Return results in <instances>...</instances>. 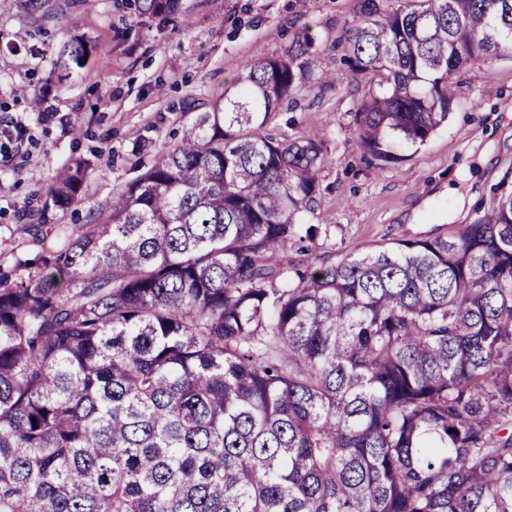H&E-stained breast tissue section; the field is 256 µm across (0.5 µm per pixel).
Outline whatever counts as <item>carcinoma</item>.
I'll use <instances>...</instances> for the list:
<instances>
[{"instance_id": "cac0c4a2", "label": "carcinoma", "mask_w": 512, "mask_h": 512, "mask_svg": "<svg viewBox=\"0 0 512 512\" xmlns=\"http://www.w3.org/2000/svg\"><path fill=\"white\" fill-rule=\"evenodd\" d=\"M347 44L379 88L357 144L392 163L460 69L512 59V0H362ZM312 79L305 34L248 63L104 221L0 272V512H512V181L446 237L266 264L317 235L322 141L264 132Z\"/></svg>"}]
</instances>
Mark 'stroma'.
Returning a JSON list of instances; mask_svg holds the SVG:
<instances>
[{
    "label": "stroma",
    "instance_id": "35a3bbf8",
    "mask_svg": "<svg viewBox=\"0 0 512 512\" xmlns=\"http://www.w3.org/2000/svg\"><path fill=\"white\" fill-rule=\"evenodd\" d=\"M358 11L359 0H180L163 21L122 0H47L39 13L0 0V146L9 155L0 161V268L37 253L33 228L105 217L113 191L177 143L246 64L285 57L303 32L332 81L308 85L265 131L284 142L321 138L319 194L304 214L318 232L270 253L269 265L310 271L353 249L444 237L473 223L512 174V61L462 70L454 110L425 145H401L395 163L368 161L355 113L370 84L345 62ZM74 36L91 50L63 74L55 62ZM78 158L90 164L80 201L55 208L56 175Z\"/></svg>",
    "mask_w": 512,
    "mask_h": 512
}]
</instances>
